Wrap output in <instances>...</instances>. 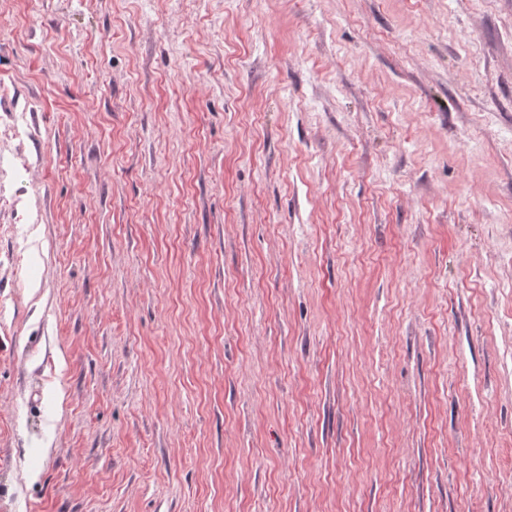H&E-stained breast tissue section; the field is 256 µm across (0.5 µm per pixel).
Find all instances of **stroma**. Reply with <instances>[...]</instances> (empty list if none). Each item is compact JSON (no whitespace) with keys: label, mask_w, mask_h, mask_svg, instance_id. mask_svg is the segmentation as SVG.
I'll return each instance as SVG.
<instances>
[{"label":"stroma","mask_w":512,"mask_h":512,"mask_svg":"<svg viewBox=\"0 0 512 512\" xmlns=\"http://www.w3.org/2000/svg\"><path fill=\"white\" fill-rule=\"evenodd\" d=\"M0 512H512V0H0Z\"/></svg>","instance_id":"obj_1"}]
</instances>
